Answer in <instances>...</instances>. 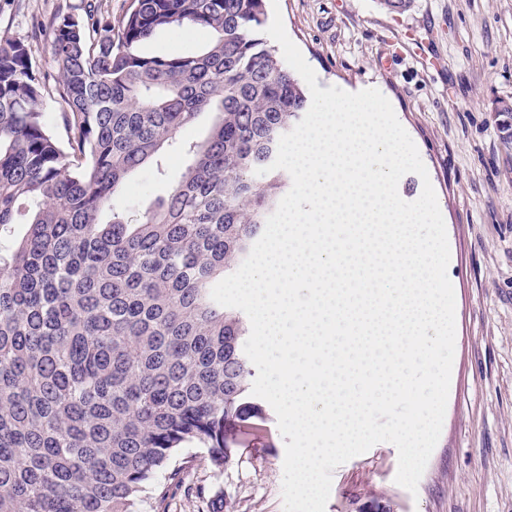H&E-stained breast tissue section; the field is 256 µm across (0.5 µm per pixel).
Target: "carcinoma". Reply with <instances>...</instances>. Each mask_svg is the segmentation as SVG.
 I'll list each match as a JSON object with an SVG mask.
<instances>
[{"label": "carcinoma", "mask_w": 512, "mask_h": 512, "mask_svg": "<svg viewBox=\"0 0 512 512\" xmlns=\"http://www.w3.org/2000/svg\"><path fill=\"white\" fill-rule=\"evenodd\" d=\"M265 2L130 0L115 32L108 13L50 20L62 139L27 46L0 42V512H138L180 482V449L221 471L265 421L247 321L211 298L288 190L255 170L307 108L259 35ZM182 26L211 32L204 52L142 51ZM205 110L217 120L167 196L116 210Z\"/></svg>", "instance_id": "cac0c4a2"}]
</instances>
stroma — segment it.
<instances>
[{
	"mask_svg": "<svg viewBox=\"0 0 512 512\" xmlns=\"http://www.w3.org/2000/svg\"><path fill=\"white\" fill-rule=\"evenodd\" d=\"M120 21L129 0H0V41L24 42L55 82L49 38L59 14L87 18L89 4ZM286 32L320 88L378 89L414 141L428 180L398 183L416 200L431 182L448 228V277L456 301L449 409L416 492L395 483L398 451L382 442L337 467L326 512H512V164H506L491 102L512 97V0H414L386 12L376 0H279ZM206 30L176 27L146 53L196 52ZM146 163L115 200L133 215L167 194L184 168ZM247 431L233 464L216 471L198 448L174 458L182 482L142 512H283L285 443L273 408Z\"/></svg>",
	"mask_w": 512,
	"mask_h": 512,
	"instance_id": "stroma-1",
	"label": "stroma"
}]
</instances>
